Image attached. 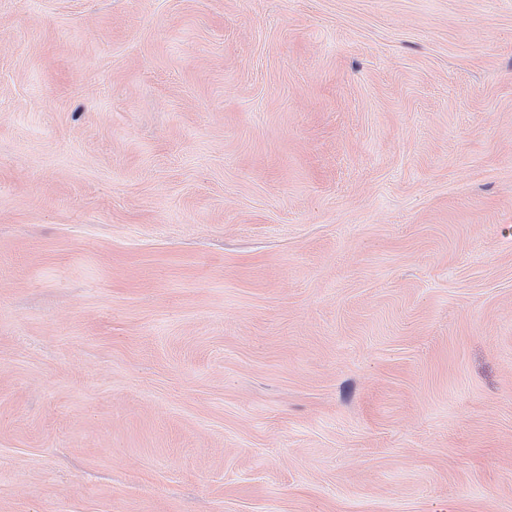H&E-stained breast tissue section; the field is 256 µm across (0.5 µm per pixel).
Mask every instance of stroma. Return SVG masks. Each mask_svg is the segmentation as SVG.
Returning <instances> with one entry per match:
<instances>
[{"label": "stroma", "instance_id": "1", "mask_svg": "<svg viewBox=\"0 0 512 512\" xmlns=\"http://www.w3.org/2000/svg\"><path fill=\"white\" fill-rule=\"evenodd\" d=\"M0 512H512V0H0Z\"/></svg>", "mask_w": 512, "mask_h": 512}]
</instances>
